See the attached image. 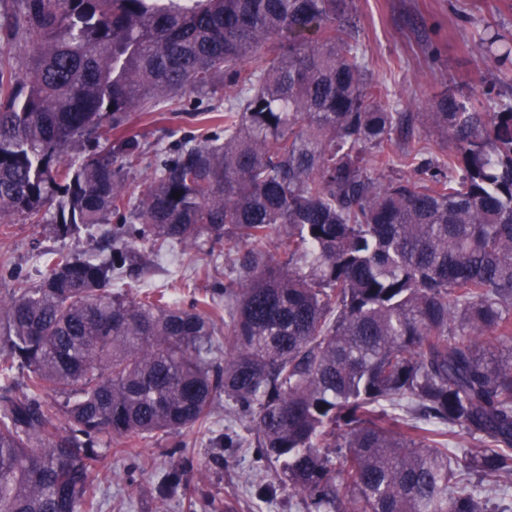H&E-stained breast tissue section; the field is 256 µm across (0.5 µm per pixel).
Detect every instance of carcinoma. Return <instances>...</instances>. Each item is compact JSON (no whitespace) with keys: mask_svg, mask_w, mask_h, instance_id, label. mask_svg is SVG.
Masks as SVG:
<instances>
[{"mask_svg":"<svg viewBox=\"0 0 512 512\" xmlns=\"http://www.w3.org/2000/svg\"><path fill=\"white\" fill-rule=\"evenodd\" d=\"M353 3L0 0V224L115 221L110 256L49 253L0 296V512H101L112 457L145 468L221 394L248 434L217 445L280 463L260 500L512 512V104L446 92L423 116L453 149L393 150L415 116ZM479 51L512 82V35ZM173 110L206 133L136 195L127 118ZM141 244L238 258L185 308L126 281ZM182 488L163 475L193 512Z\"/></svg>","mask_w":512,"mask_h":512,"instance_id":"1","label":"carcinoma"}]
</instances>
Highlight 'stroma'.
<instances>
[{
    "label": "stroma",
    "instance_id": "1",
    "mask_svg": "<svg viewBox=\"0 0 512 512\" xmlns=\"http://www.w3.org/2000/svg\"><path fill=\"white\" fill-rule=\"evenodd\" d=\"M355 22L366 49L370 72L383 83L386 103L401 112H426L442 92L468 100L492 87L491 105L512 101V85L495 80L492 61L480 58L474 41L487 24L512 32V0H355ZM194 126L183 114L166 113L153 120L142 112L131 113L127 132L137 136L147 151L174 144L193 132ZM103 231L81 228L60 234L56 225L31 223L17 214L11 223L0 224V254L10 259L0 269V291L13 279L37 283L44 268L40 253L65 250L84 253L100 250ZM234 252L210 259L192 247L175 246L161 259L143 254L138 287L161 288L171 292L181 304L190 305L205 289L223 282L234 262ZM208 266L209 274L196 277L198 267ZM210 428L181 432L182 445L177 456H170L158 442L145 446V453L157 460L156 470L144 472L123 457L112 460L104 479L108 499L103 512H183L179 500L159 501L155 487L160 472L172 459L187 460L184 479L189 487L220 492L233 512H308L300 496L279 493L277 499L262 503L251 494V485L259 472L274 476L278 464L258 460L255 449H215L213 442L234 420L227 412L223 397H216ZM228 459L227 467L213 463L215 456Z\"/></svg>",
    "mask_w": 512,
    "mask_h": 512
}]
</instances>
